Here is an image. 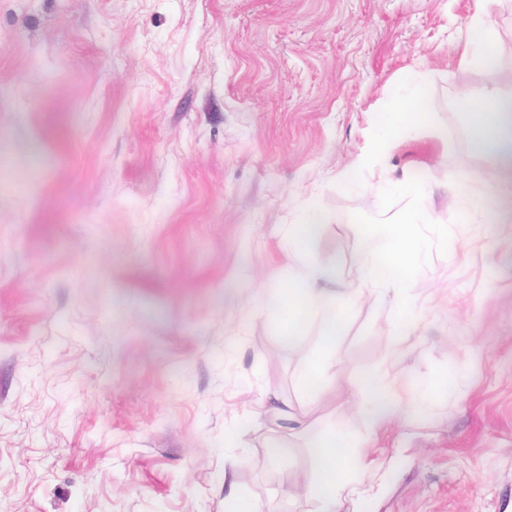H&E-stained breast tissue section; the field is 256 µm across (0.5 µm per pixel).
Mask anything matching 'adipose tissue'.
Here are the masks:
<instances>
[{
	"label": "adipose tissue",
	"mask_w": 512,
	"mask_h": 512,
	"mask_svg": "<svg viewBox=\"0 0 512 512\" xmlns=\"http://www.w3.org/2000/svg\"><path fill=\"white\" fill-rule=\"evenodd\" d=\"M458 108L464 118L471 151L475 155L489 157L493 163L482 189H472L460 178L448 183L461 214L468 219L492 205V185L499 175L512 173V98H503L496 91L489 90L480 99L460 100ZM447 377L455 384H463L467 378V369L457 364L448 376L423 377L411 400L405 403L400 402L396 382L386 368H377L355 379V386L366 395L358 410L361 424L358 434L353 436L346 432L332 431L313 445L315 473L306 491L308 496L319 503L321 512H336L337 502L357 483L361 475L359 450L365 447L369 437L394 414L413 416L431 409Z\"/></svg>",
	"instance_id": "obj_1"
}]
</instances>
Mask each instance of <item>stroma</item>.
Returning <instances> with one entry per match:
<instances>
[{
  "mask_svg": "<svg viewBox=\"0 0 512 512\" xmlns=\"http://www.w3.org/2000/svg\"><path fill=\"white\" fill-rule=\"evenodd\" d=\"M476 8L0 0V512H225L249 492L316 512L308 443L356 426L349 377L387 367L406 399L457 362L459 391L361 448L336 512H512V175L413 281L427 312L400 347L384 309L352 311L315 401L296 371L319 324L286 342L249 315L306 202L349 279L379 177L421 179L429 219L454 223L442 174L478 184L489 163L453 102L512 96V0H488L489 60L465 63L454 35ZM414 71L418 119L396 97ZM34 142L25 187L11 169Z\"/></svg>",
  "mask_w": 512,
  "mask_h": 512,
  "instance_id": "35a3bbf8",
  "label": "stroma"
}]
</instances>
